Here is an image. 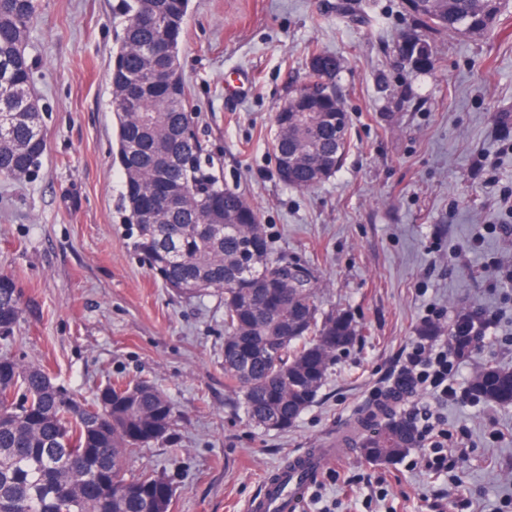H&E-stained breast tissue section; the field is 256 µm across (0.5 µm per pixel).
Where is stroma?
Wrapping results in <instances>:
<instances>
[{
    "mask_svg": "<svg viewBox=\"0 0 512 512\" xmlns=\"http://www.w3.org/2000/svg\"><path fill=\"white\" fill-rule=\"evenodd\" d=\"M368 15L339 19L341 2ZM113 0H43L28 52L46 151L28 179H0V271L25 311L11 342L82 401L107 383L148 380L176 407L168 435L137 449L132 475L157 471L171 512H245L266 476L309 448L334 454L311 491L334 512H365L361 485L387 491L374 512H512V406L474 399L477 364L512 368V7L481 34L434 38L433 70L400 56L417 27L405 0H190L180 52L199 136L215 172L255 208L275 255L310 274L323 310L349 314L341 353L311 407L263 430L224 386V300L155 280L120 211L108 60ZM311 48L338 56L350 147L336 174L286 186L272 150L274 116L307 77ZM250 77L238 95L226 77ZM442 309L440 317L429 307ZM489 312L486 345L456 356L457 398L442 406L465 449L462 497L411 467L421 448L376 464L350 432L396 385L407 349L436 326Z\"/></svg>",
    "mask_w": 512,
    "mask_h": 512,
    "instance_id": "1",
    "label": "stroma"
}]
</instances>
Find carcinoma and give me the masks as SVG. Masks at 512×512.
<instances>
[{
    "label": "carcinoma",
    "mask_w": 512,
    "mask_h": 512,
    "mask_svg": "<svg viewBox=\"0 0 512 512\" xmlns=\"http://www.w3.org/2000/svg\"><path fill=\"white\" fill-rule=\"evenodd\" d=\"M409 13L432 68L427 35L458 33L502 0H411ZM189 0H117L119 31L112 72V112L117 121L115 158L123 175L122 209L134 226L133 246L147 255L162 284L184 295L211 289L224 294V382L258 427L286 430L318 396L336 355L357 339L346 313L316 302L311 278L270 251L254 207L228 189L203 164L200 139L185 133L192 120L190 92L179 55L166 61L150 52L163 37L180 50ZM41 0H0V177L21 181L41 163L45 140L39 100L31 93L29 36ZM340 58L321 50L308 56V79L290 97L288 117L276 122L274 146L288 161L285 185L309 189L341 166L349 143V115L336 79ZM169 68L170 77L155 79ZM321 82L334 91L307 96ZM183 198L177 209L164 201ZM24 293L0 273V338L15 335ZM448 330V344L470 354L486 343L484 323ZM475 398L512 405V370L483 363L468 381ZM175 417L166 392L149 381L110 384L90 402L55 385L40 365L0 354V512H170L166 476L126 477L129 455L164 438ZM361 448L374 462H391L418 442L413 422L387 407L358 418Z\"/></svg>",
    "instance_id": "cac0c4a2"
}]
</instances>
